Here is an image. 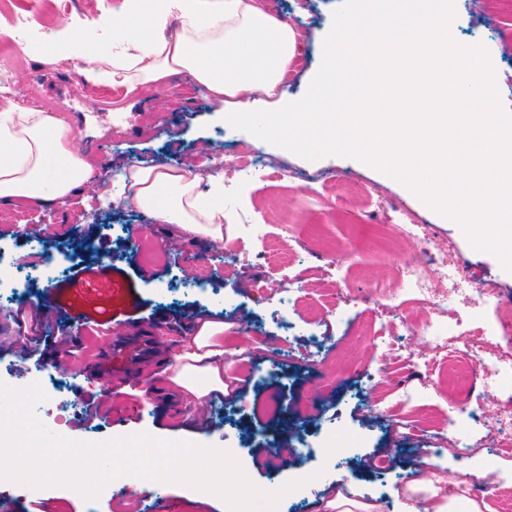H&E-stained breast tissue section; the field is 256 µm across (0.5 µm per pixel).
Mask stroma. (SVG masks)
Here are the masks:
<instances>
[{
    "instance_id": "35a3bbf8",
    "label": "stroma",
    "mask_w": 512,
    "mask_h": 512,
    "mask_svg": "<svg viewBox=\"0 0 512 512\" xmlns=\"http://www.w3.org/2000/svg\"><path fill=\"white\" fill-rule=\"evenodd\" d=\"M357 0H267L271 11L300 34V53L288 86L289 104L302 103L323 59L320 41L334 26L337 12L353 11ZM68 23L79 43L58 63L17 57L11 63L10 95L19 104L56 114L74 127L72 147L95 162L100 192L112 194L117 171L130 161L160 165L167 146L178 142L180 163L195 165L202 152H220L225 165L236 159L230 145L257 148L269 168L263 179L234 181L224 196L252 223L227 224L223 241L202 239L183 227L157 223L135 207L91 213L88 192L66 198L38 215L37 206L21 202L0 218V269L40 267L47 254L61 256L62 267L50 283L21 276L5 280L13 296L0 299V315L17 307H37L47 322L31 337L55 335L58 324L70 327L67 344L45 353L41 368L23 363L24 351L11 341L0 342V379L23 388L40 379L45 392L62 383L72 409L56 421L53 401L38 405L49 429L76 440L103 442L147 432L167 440H187L233 449L250 479L261 488L293 479L308 463L324 474L294 491L278 512H317L336 490L354 492L379 503L382 512H400L394 496L407 472L426 457L432 469L447 477L492 473L512 481V447L475 445L463 456L440 451L435 430L426 423L448 410L433 373L414 372L411 357L427 354L423 327H399L398 302L377 300L381 284L392 281L405 265L417 266L431 279L442 268L424 253L419 240L388 250H360L354 226L367 219L385 220L377 202L411 215L424 235L446 244L452 260L467 270L472 290L460 303L442 306L447 323L476 306L481 294L496 293L497 308L485 314L493 328L489 346L512 358V244L488 248L484 225L462 226L443 217L417 197L401 180L363 160L349 149L317 154L288 152L278 145L259 148L256 130L225 115L222 100L207 92L189 72L180 73L165 95L129 97V109L113 111L114 90L86 83L82 71L88 55L112 41L111 17L121 0H65ZM460 42L482 44L497 71L494 93L512 97V0H456L452 9ZM287 160L288 174L273 166ZM42 237L41 248L25 243L29 227ZM110 235V252L83 250L84 242ZM208 265L212 287H190L187 271ZM108 269L126 289L116 302L136 336L151 337L157 361H175L182 344L205 320L223 322L226 393H212L207 408L193 398L174 400L153 393L148 374L118 383L103 369L112 358L109 344L74 324L61 304L68 296L73 266ZM148 271L137 277L135 268ZM298 289L297 301L284 303L285 289ZM292 322L284 335V322ZM395 325L393 334L406 360L381 359L373 347L374 329ZM325 343L323 358L335 368V383L323 384L309 350L313 337ZM414 400L400 405L401 390ZM96 398L101 415L82 419L81 397ZM384 400L389 415L374 413L372 400ZM291 421V452L278 468L269 454H252L254 439L272 438L277 411ZM352 444L345 456L329 455L336 433ZM166 498L167 512H224L217 496L179 484H161L122 476L109 490L88 502L66 487L31 493L21 485L0 487V512H28L41 502L45 512H124L127 502L145 492Z\"/></svg>"
}]
</instances>
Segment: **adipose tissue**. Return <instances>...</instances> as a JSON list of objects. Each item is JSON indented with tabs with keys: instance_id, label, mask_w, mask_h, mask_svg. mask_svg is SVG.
Returning <instances> with one entry per match:
<instances>
[{
	"instance_id": "1",
	"label": "adipose tissue",
	"mask_w": 512,
	"mask_h": 512,
	"mask_svg": "<svg viewBox=\"0 0 512 512\" xmlns=\"http://www.w3.org/2000/svg\"><path fill=\"white\" fill-rule=\"evenodd\" d=\"M124 0L112 14V44L83 72L86 82L128 93L165 85L190 72L224 98L260 141L320 151L351 144L395 173L426 203L458 223L484 224L493 236L512 224V102H496V69L478 45H461L448 0H359L323 44V66L301 109L255 117L260 98L284 100L299 44L297 31L266 0ZM365 80L360 108L329 111L339 86ZM72 130L56 115L7 103L0 109V206L47 205L86 189L93 169L71 149ZM115 204L150 211L158 223L223 239L224 185L201 190L189 171L136 167L120 174ZM223 324L203 323L190 359L170 382L196 401L225 391ZM471 482L438 471L408 476L403 512H485Z\"/></svg>"
}]
</instances>
